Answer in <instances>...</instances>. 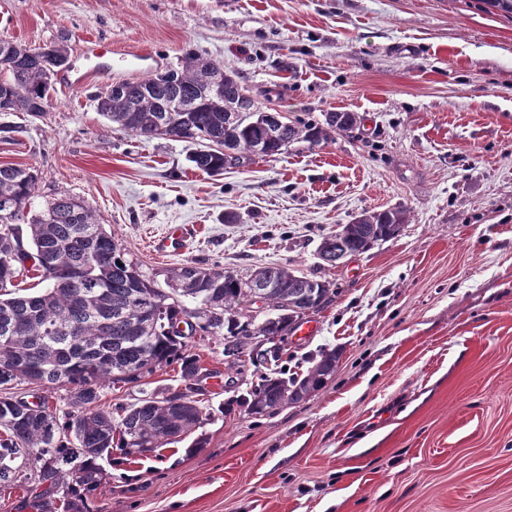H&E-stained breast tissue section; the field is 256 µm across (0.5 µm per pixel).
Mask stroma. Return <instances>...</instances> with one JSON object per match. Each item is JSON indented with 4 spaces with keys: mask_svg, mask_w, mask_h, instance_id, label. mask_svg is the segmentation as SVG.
<instances>
[{
    "mask_svg": "<svg viewBox=\"0 0 512 512\" xmlns=\"http://www.w3.org/2000/svg\"><path fill=\"white\" fill-rule=\"evenodd\" d=\"M1 37L68 50L44 117L0 112V164L36 169L34 209L80 198L150 276L285 265L338 289L283 362L302 373L338 349L325 387L223 414L249 381L222 340L197 344L206 447L113 459L84 512H512V19L473 0H0ZM102 38L109 69L70 86ZM189 52L261 110L357 123L213 177L190 143L98 112L112 82ZM395 207L397 237L319 259L325 235ZM176 224L181 240L155 252ZM0 512L56 509L39 487H0Z\"/></svg>",
    "mask_w": 512,
    "mask_h": 512,
    "instance_id": "1",
    "label": "stroma"
}]
</instances>
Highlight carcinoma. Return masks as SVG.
<instances>
[{"label": "carcinoma", "mask_w": 512, "mask_h": 512, "mask_svg": "<svg viewBox=\"0 0 512 512\" xmlns=\"http://www.w3.org/2000/svg\"><path fill=\"white\" fill-rule=\"evenodd\" d=\"M474 2L512 19V0ZM198 59L185 55L164 80L152 74L121 90L107 87L96 95L98 111L146 139L172 123L171 135L197 145L189 156L194 168L209 174L245 156L278 155L293 143L318 145L357 122L354 113L340 112L324 126L289 120L268 132L260 109L233 119L243 108L238 77L210 59L194 64ZM219 74L222 93L211 89ZM52 81L30 47L0 39V112L43 115ZM37 180L31 167L0 164V484H40L63 512H72L74 497L82 500L104 483L103 462L115 453L147 456L189 437L191 447H204L205 438L196 434L205 421L196 387L201 365L192 353L197 340L221 338L224 356L234 359L237 370H253L257 382L237 399L251 415L305 400L336 371L335 349L323 351L300 376L261 371L281 359L262 344L284 338L307 310L329 303L335 295L329 281L285 266L241 277L188 262L164 271L167 288H159L84 201L66 193L31 216L32 251H26L19 223L33 203ZM406 221L403 208L365 212L324 237L319 257L333 266L341 254L362 253L395 237ZM28 260L48 282L40 292L21 293L15 285L17 267ZM254 301L271 315L252 318ZM173 364L182 387L154 391L128 407L101 404L105 386H140ZM21 380L42 388L39 400L11 392Z\"/></svg>", "instance_id": "cac0c4a2"}]
</instances>
